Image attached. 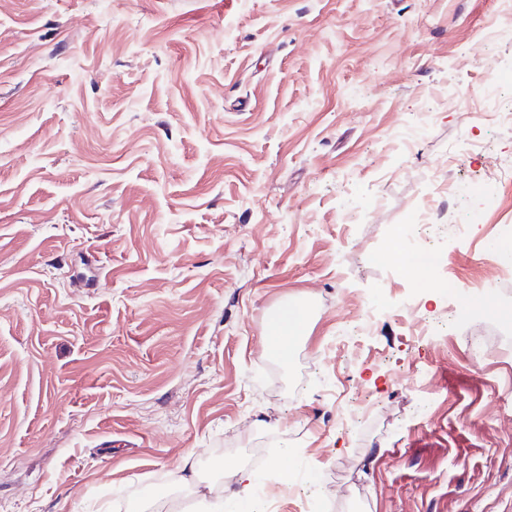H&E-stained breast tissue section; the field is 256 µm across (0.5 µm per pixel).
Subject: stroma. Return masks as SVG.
<instances>
[{"instance_id":"stroma-1","label":"stroma","mask_w":512,"mask_h":512,"mask_svg":"<svg viewBox=\"0 0 512 512\" xmlns=\"http://www.w3.org/2000/svg\"><path fill=\"white\" fill-rule=\"evenodd\" d=\"M504 11L0 0V512H188L257 448L294 475L279 512H512V357L471 339L512 324L486 287L512 255ZM426 199L446 246L413 276L386 252ZM306 313L302 309H290L284 311L275 322L269 324L267 345L269 355L281 362H288V359L299 338L301 329L305 322Z\"/></svg>"}]
</instances>
